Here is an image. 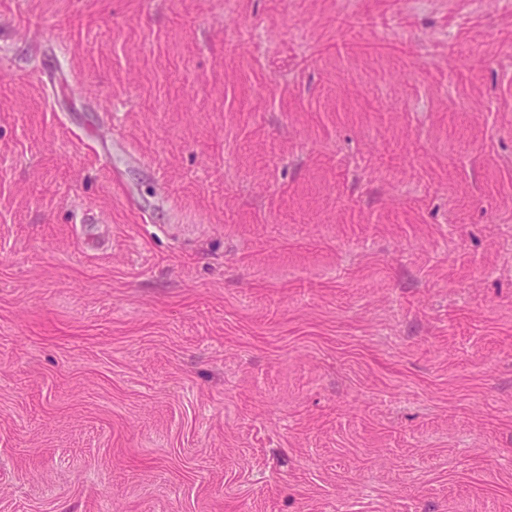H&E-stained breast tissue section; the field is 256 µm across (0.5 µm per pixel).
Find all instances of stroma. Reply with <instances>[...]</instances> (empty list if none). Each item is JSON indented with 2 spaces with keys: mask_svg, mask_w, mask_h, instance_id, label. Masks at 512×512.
Masks as SVG:
<instances>
[{
  "mask_svg": "<svg viewBox=\"0 0 512 512\" xmlns=\"http://www.w3.org/2000/svg\"><path fill=\"white\" fill-rule=\"evenodd\" d=\"M0 512H512V0H0Z\"/></svg>",
  "mask_w": 512,
  "mask_h": 512,
  "instance_id": "35a3bbf8",
  "label": "stroma"
}]
</instances>
